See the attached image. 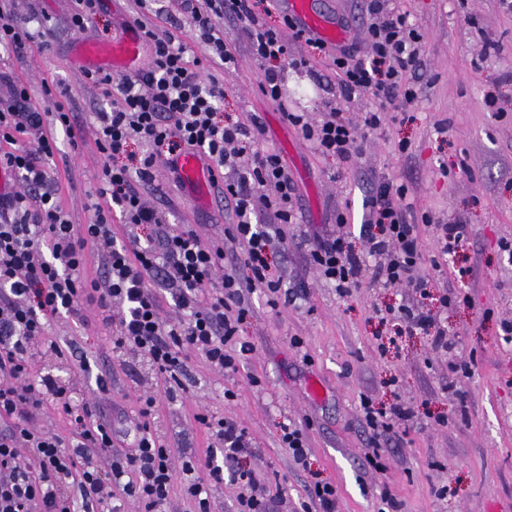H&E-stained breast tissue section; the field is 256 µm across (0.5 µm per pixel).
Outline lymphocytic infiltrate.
<instances>
[{
    "mask_svg": "<svg viewBox=\"0 0 512 512\" xmlns=\"http://www.w3.org/2000/svg\"><path fill=\"white\" fill-rule=\"evenodd\" d=\"M192 16L195 37L207 57L228 66L237 61L236 37L224 31L225 19L237 22L249 52L265 62L261 89L281 103L283 73L274 61L301 66L289 40L304 43L317 55H329L343 95L371 94L375 105L360 120L341 110L310 121L303 112L286 113L323 156L354 162L369 131L379 129L389 105L412 104L417 92L409 75L422 65L424 36L410 14L391 0H365L366 57L355 46L332 47L302 30L291 18L282 27L260 22L270 0H180ZM149 48L146 67L117 77L97 70L87 79L108 92L109 109L95 113L96 145L105 157L93 223L74 227L57 200L58 179L51 163L56 132L82 138L83 122L65 102L53 109L37 104L26 85L0 73L9 88L0 99V169L20 181L16 191L0 194V512H121V501L134 498L143 512H169L174 488L209 512V488L235 482V512H272L281 496L271 482L246 467L253 439L237 420L200 411L193 418L207 434L204 457L176 460L175 450L153 427L159 396L184 389L187 351L210 365L237 372L250 352L238 342L241 325L252 314L251 296L263 292L271 308L292 305L299 293L284 288L273 261L277 247L295 243L339 294L358 287L362 276L382 287L400 286L426 296L420 227L434 225L437 251L448 255L469 239L467 225L447 224L432 212H415L408 189L393 183L372 187L364 201L367 218L353 245L337 213L339 232L294 236L299 221L295 181L287 161L262 146L258 117L235 121L223 115L224 85L188 58L174 36L144 28ZM36 133L34 142L20 136ZM142 152H133V145ZM203 157L213 180L224 184V202L237 221L220 238L207 239L191 224H169L144 202L141 185L151 183L157 162L175 168L180 156ZM273 223L256 220L258 210ZM121 232H114L113 221ZM99 274L87 279L88 260ZM172 293L181 315L167 319L158 289ZM95 307L112 328V349L146 362L161 382L159 394L141 398L130 432L116 431L97 413L96 400L73 403L72 389L51 374L36 370L37 359L62 356L47 328L58 316L82 318ZM407 329L420 330L431 348L447 354L449 370L462 362L441 321L421 306L400 309ZM67 420L69 436L41 425L47 411ZM361 422L368 432L364 455L369 467L383 470L386 446L396 425L411 421L413 410L401 403L375 406L362 398ZM207 481L196 477L198 469Z\"/></svg>",
    "mask_w": 512,
    "mask_h": 512,
    "instance_id": "f902f5d3",
    "label": "lymphocytic infiltrate"
}]
</instances>
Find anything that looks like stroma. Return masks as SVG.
Wrapping results in <instances>:
<instances>
[{
  "mask_svg": "<svg viewBox=\"0 0 512 512\" xmlns=\"http://www.w3.org/2000/svg\"><path fill=\"white\" fill-rule=\"evenodd\" d=\"M163 4L164 14L151 16V23L174 33L188 56L200 58L223 83L225 114L261 116L266 142L286 158L298 185L299 231L334 229L342 211L345 232L358 236L366 194L380 182L405 185L417 210L468 224L471 239L455 254L438 255L430 226L421 227L420 246L424 260L440 263L439 270L426 272V304L440 310L441 297H451L447 311H440L442 323L470 371L452 374L447 356L433 351L425 336L402 329L396 314L416 303L411 290L367 282L340 297L306 251L292 247L277 253L276 262L285 287L306 288L304 301L275 311L263 294H254L253 313L240 332L253 350L239 372L189 353L185 391L159 401V431L177 455L197 456L207 446L193 420L198 409L236 419L253 438L254 467L267 471L282 490L276 512H296L315 477L336 485L337 512H379L386 488L400 512H512V334L503 330L512 322V82L503 78L512 68V14L498 0H400L425 36L419 97L410 106H389L383 128L367 136L362 155L348 166L322 156L283 117L289 110L318 121L337 107L354 118L370 108L368 97L341 96L328 58L286 70L283 111L261 93L263 66L246 43L238 45L236 67L204 59L191 16L178 0ZM15 7L26 22L36 11L55 18L53 47L46 51L34 41L20 55L0 50V72L20 79L34 99H42L47 82L73 97L85 120L83 142L75 149L64 131L56 133L58 201L72 224L91 223L104 158L90 116L108 99L83 77L75 54L82 38L65 25L71 0H16ZM488 38L499 42V55L485 56ZM489 90L497 96L493 111L483 104ZM140 191L170 224H192L216 237L236 221L217 187H210L205 200L191 199L161 166ZM88 318L86 327L71 317L51 322L47 335L65 351L46 368L73 381L81 399L95 396L97 375L110 370L112 421L130 426L138 396L152 392L153 381L138 361L113 358L111 327L96 312ZM228 389L235 391L234 400H225ZM364 397L379 407L401 402L414 411L381 473L364 465ZM289 423L307 428L309 468L296 465L280 441V427Z\"/></svg>",
  "mask_w": 512,
  "mask_h": 512,
  "instance_id": "1",
  "label": "stroma"
}]
</instances>
